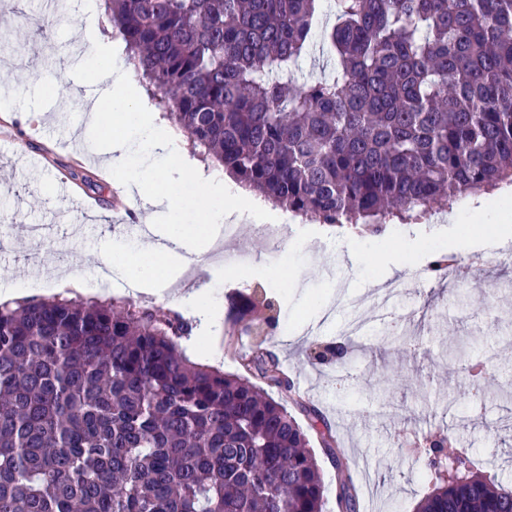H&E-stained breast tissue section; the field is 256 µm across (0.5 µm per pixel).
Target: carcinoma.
Returning a JSON list of instances; mask_svg holds the SVG:
<instances>
[{
    "label": "carcinoma",
    "instance_id": "carcinoma-1",
    "mask_svg": "<svg viewBox=\"0 0 512 512\" xmlns=\"http://www.w3.org/2000/svg\"><path fill=\"white\" fill-rule=\"evenodd\" d=\"M318 2L105 0L178 129L295 215L380 232L512 184V0H328L323 19ZM318 29L325 73L301 83ZM273 310L262 289L227 300L256 340L229 375L180 350L175 310L0 303V512H324L309 438L260 386L293 391L262 348ZM465 370L483 395L486 369ZM456 462L417 512H512V488Z\"/></svg>",
    "mask_w": 512,
    "mask_h": 512
}]
</instances>
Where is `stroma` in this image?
<instances>
[{
    "label": "stroma",
    "mask_w": 512,
    "mask_h": 512,
    "mask_svg": "<svg viewBox=\"0 0 512 512\" xmlns=\"http://www.w3.org/2000/svg\"><path fill=\"white\" fill-rule=\"evenodd\" d=\"M69 21L52 25L48 40L32 38L23 16L43 15V0H0V36L22 63L0 61V99L13 102L1 121L25 142L30 164L0 147V284L34 287L36 296L56 294L52 276L29 273L36 247L29 225L46 227V256L78 276L94 270L102 246L118 241V229L137 224L135 202L120 194L97 164L90 148H77L84 129L85 104L105 86L80 63L90 45H78L79 0H68ZM43 120H33V113ZM72 189L60 191L56 176ZM236 238L220 251L197 256L190 270L204 302L224 312L225 297L263 285L275 302L278 325L266 345L287 344L277 359L304 402L325 418L340 454L332 461L319 433L307 428L326 486V512L336 504V465L349 468L357 490L356 512H416L436 478L417 449L428 437L452 434L478 469L512 487V242L485 247L494 224L474 211L467 198L457 203L456 222L389 224L381 233L356 235L352 243L336 234L298 241L300 225L285 224L269 234L267 226L241 223ZM466 233L474 247L460 263L481 259L483 279L430 281L423 274L433 244L449 233ZM405 269L391 274L394 262ZM367 324L352 337L354 352L344 365L311 363L316 344L345 339L356 316ZM398 320L406 336L419 340L400 358L386 340ZM252 336L224 340L216 320L204 335L181 339L191 360L239 374L254 352ZM461 346L467 358L482 363L493 382L485 396H472L462 364H448V349Z\"/></svg>",
    "instance_id": "35a3bbf8"
}]
</instances>
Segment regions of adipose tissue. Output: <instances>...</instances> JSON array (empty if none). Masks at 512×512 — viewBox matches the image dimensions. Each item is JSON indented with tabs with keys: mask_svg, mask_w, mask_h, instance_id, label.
Masks as SVG:
<instances>
[{
	"mask_svg": "<svg viewBox=\"0 0 512 512\" xmlns=\"http://www.w3.org/2000/svg\"><path fill=\"white\" fill-rule=\"evenodd\" d=\"M109 22L95 0H87L79 34L91 40L94 54L85 64L106 83L104 101L89 105V120L111 123L112 139L105 160L113 178L136 202L140 221L154 226L149 250L121 253L113 269L139 291L157 281L156 262L165 260L172 274L191 265L196 254L209 249L220 223L233 218L249 224H281L288 216L263 198L230 191L223 180L205 176V167L184 148L174 130L160 122L118 57V46L104 29Z\"/></svg>",
	"mask_w": 512,
	"mask_h": 512,
	"instance_id": "ef3b65f1",
	"label": "adipose tissue"
}]
</instances>
